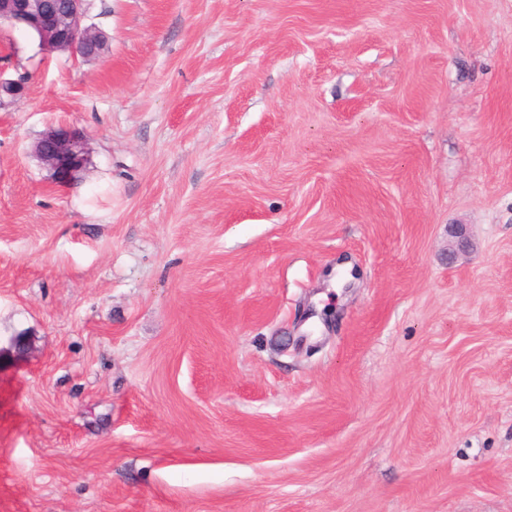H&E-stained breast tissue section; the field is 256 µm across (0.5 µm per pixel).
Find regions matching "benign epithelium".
<instances>
[{
	"mask_svg": "<svg viewBox=\"0 0 512 512\" xmlns=\"http://www.w3.org/2000/svg\"><path fill=\"white\" fill-rule=\"evenodd\" d=\"M94 0H0V26L29 31L46 53H77L85 59L100 57L108 46V35L89 22ZM29 75L14 69L6 75L0 65V110L12 106L26 91ZM34 153L55 179L78 178L87 162V140L67 126L49 129L35 144ZM451 241L448 259L469 253L473 243L467 225L448 227Z\"/></svg>",
	"mask_w": 512,
	"mask_h": 512,
	"instance_id": "7a95c632",
	"label": "benign epithelium"
}]
</instances>
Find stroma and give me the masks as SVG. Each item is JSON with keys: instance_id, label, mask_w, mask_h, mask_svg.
Returning <instances> with one entry per match:
<instances>
[{"instance_id": "obj_1", "label": "stroma", "mask_w": 512, "mask_h": 512, "mask_svg": "<svg viewBox=\"0 0 512 512\" xmlns=\"http://www.w3.org/2000/svg\"><path fill=\"white\" fill-rule=\"evenodd\" d=\"M90 21L0 28V512H512V0ZM29 75L14 68V74L6 76V68L0 65V110L12 106L26 91ZM34 153L55 179L68 182L86 167L87 140L76 129L51 128L36 142ZM448 235L451 237V241L448 244V259L451 262L472 250L473 243L467 230V225H450L448 227Z\"/></svg>"}]
</instances>
